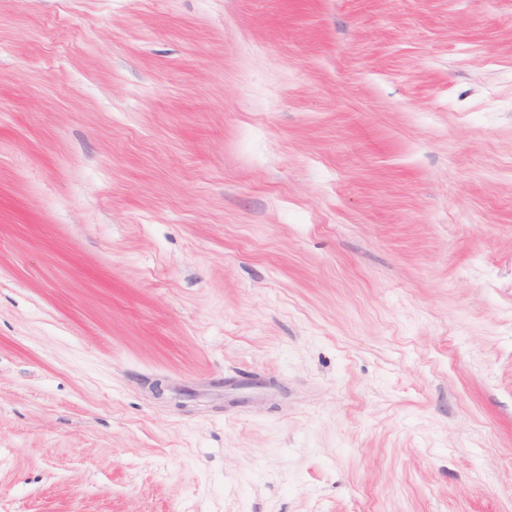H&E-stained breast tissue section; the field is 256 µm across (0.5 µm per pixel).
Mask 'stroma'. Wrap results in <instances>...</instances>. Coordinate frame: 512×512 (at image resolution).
Here are the masks:
<instances>
[{
  "label": "stroma",
  "mask_w": 512,
  "mask_h": 512,
  "mask_svg": "<svg viewBox=\"0 0 512 512\" xmlns=\"http://www.w3.org/2000/svg\"><path fill=\"white\" fill-rule=\"evenodd\" d=\"M0 512H512V0H0Z\"/></svg>",
  "instance_id": "obj_1"
}]
</instances>
